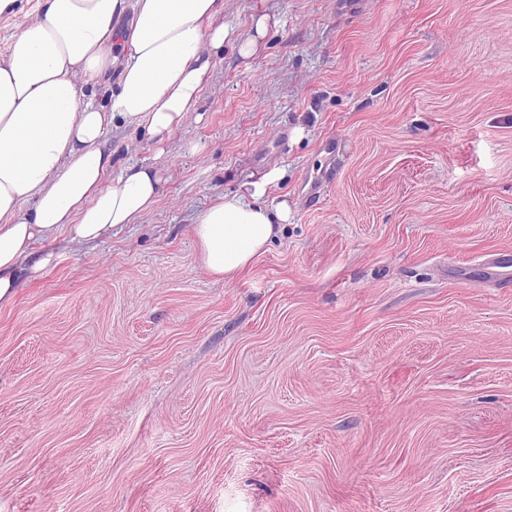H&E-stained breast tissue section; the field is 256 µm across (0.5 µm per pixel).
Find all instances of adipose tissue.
Masks as SVG:
<instances>
[{"mask_svg":"<svg viewBox=\"0 0 512 512\" xmlns=\"http://www.w3.org/2000/svg\"><path fill=\"white\" fill-rule=\"evenodd\" d=\"M126 26H116L118 18ZM224 0H37L0 54V304L42 270L32 247L134 224L159 200L148 165L113 175L109 133L132 125L164 145L224 48ZM287 204L223 196L193 225L215 280L240 276L287 223Z\"/></svg>","mask_w":512,"mask_h":512,"instance_id":"1","label":"adipose tissue"}]
</instances>
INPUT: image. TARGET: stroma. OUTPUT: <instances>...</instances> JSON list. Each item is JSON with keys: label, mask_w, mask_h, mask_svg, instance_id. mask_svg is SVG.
I'll return each mask as SVG.
<instances>
[{"label": "stroma", "mask_w": 512, "mask_h": 512, "mask_svg": "<svg viewBox=\"0 0 512 512\" xmlns=\"http://www.w3.org/2000/svg\"><path fill=\"white\" fill-rule=\"evenodd\" d=\"M270 26L249 56L260 16ZM162 195L0 307V512H512V0H225ZM281 171L276 183L262 180ZM290 219L232 281L220 196Z\"/></svg>", "instance_id": "1"}]
</instances>
